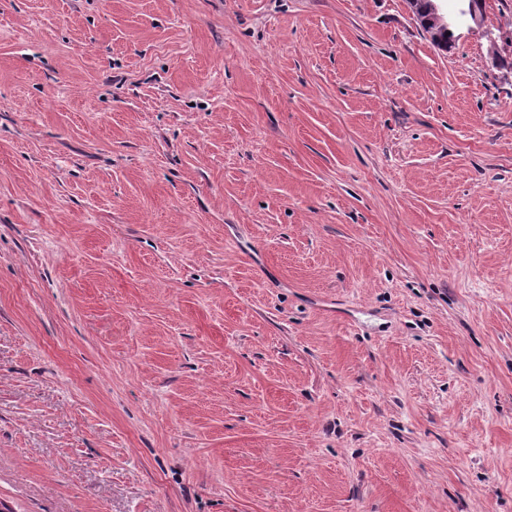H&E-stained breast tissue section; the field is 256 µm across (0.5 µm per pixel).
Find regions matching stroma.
Instances as JSON below:
<instances>
[{
	"mask_svg": "<svg viewBox=\"0 0 512 512\" xmlns=\"http://www.w3.org/2000/svg\"><path fill=\"white\" fill-rule=\"evenodd\" d=\"M512 0H0V504L512 512ZM413 14L420 20L423 30L429 34L432 42L439 48H451L454 38V23H450L447 16L437 17L438 8L430 0H409ZM431 6L436 15L431 11ZM449 23V24H448ZM450 32V35H447Z\"/></svg>",
	"mask_w": 512,
	"mask_h": 512,
	"instance_id": "1",
	"label": "stroma"
}]
</instances>
